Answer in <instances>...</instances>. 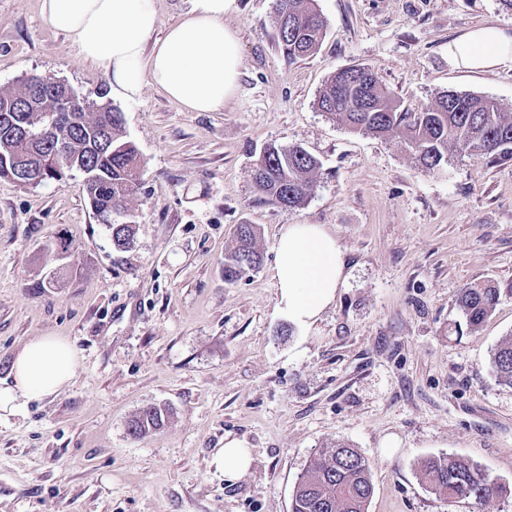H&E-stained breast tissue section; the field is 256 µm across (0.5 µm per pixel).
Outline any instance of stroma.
<instances>
[{
	"mask_svg": "<svg viewBox=\"0 0 512 512\" xmlns=\"http://www.w3.org/2000/svg\"><path fill=\"white\" fill-rule=\"evenodd\" d=\"M319 49L291 63L277 45L275 0H238L242 75L215 112H190L146 86L112 99L140 154L129 208L131 248L113 247L81 175L21 187L0 179V377L38 336L81 358L71 384L0 417V512H290L314 452L351 443L372 466L368 512H512V498L448 504L421 477L424 459L460 454L512 486V387L490 357L512 334V161L452 150L441 172L415 164L401 137L378 139L316 107L328 77L362 64L403 107L439 92L491 98L512 112V70L448 65V42L483 25L512 28L499 0H316ZM32 74L64 79L88 99L110 88L40 11L0 0V88ZM298 145L322 164L311 197L285 211L252 174L268 144ZM254 225L261 265L224 282L237 225ZM289 224H324L348 277L314 331L277 315L276 242ZM59 287L34 280L59 268ZM503 293L479 332L456 300L471 283ZM168 408L136 438L143 408ZM398 436L386 453L381 441ZM252 465L225 482L211 464L226 439ZM169 417V411L157 406H146L130 422L129 432L134 437H144L159 430Z\"/></svg>",
	"mask_w": 512,
	"mask_h": 512,
	"instance_id": "stroma-1",
	"label": "stroma"
}]
</instances>
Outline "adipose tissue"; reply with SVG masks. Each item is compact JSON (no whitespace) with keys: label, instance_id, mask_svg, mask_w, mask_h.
<instances>
[{"label":"adipose tissue","instance_id":"ef3b65f1","mask_svg":"<svg viewBox=\"0 0 512 512\" xmlns=\"http://www.w3.org/2000/svg\"><path fill=\"white\" fill-rule=\"evenodd\" d=\"M156 0H41L40 10L83 61L102 69L113 93L138 99L152 85L192 112H215L237 90L240 38L225 27L237 0H189L188 17L161 40ZM451 68L485 72L512 68V31L486 25L448 44ZM276 312L297 328L312 330L345 282V251L322 224H291L276 244ZM80 358L65 339L39 336L16 353L0 379V414L22 412L34 400L55 395L76 376ZM226 482L246 475L251 457L231 438L213 455Z\"/></svg>","mask_w":512,"mask_h":512}]
</instances>
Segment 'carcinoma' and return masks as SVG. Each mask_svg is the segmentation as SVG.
I'll return each instance as SVG.
<instances>
[{"label":"carcinoma","mask_w":512,"mask_h":512,"mask_svg":"<svg viewBox=\"0 0 512 512\" xmlns=\"http://www.w3.org/2000/svg\"><path fill=\"white\" fill-rule=\"evenodd\" d=\"M275 24L278 43L290 62L313 54L324 35L325 21L315 0H276ZM61 99L51 85L28 77L14 88L0 90V179H16L20 158L33 168L30 186L60 182L77 166L89 167L85 189L90 207L111 230L113 246L125 249L134 239L135 224L113 222L111 216L129 211L141 171L137 148L125 139L122 113L110 103L88 100L85 108L65 112ZM10 106L29 107L21 116L32 137L16 138L6 131ZM317 108L363 135H402L426 173L441 171L454 147L489 164L512 160V112L485 96L445 90L425 111L411 112L400 108L377 72L355 65L329 78ZM320 169L319 160L304 148L273 144L260 156L253 180L266 201L290 211L306 204ZM259 264L254 226L237 225L234 245L224 254V282L235 283ZM499 297L500 289L490 283L462 289L458 307L470 332L480 330ZM491 368L498 383L512 385V334L494 349ZM168 417V410L146 406L130 422L129 432L144 437L159 430ZM421 471L427 487L450 503L468 500L483 505L509 491L462 455L430 457L422 462ZM372 494L368 460L353 445L338 441L309 459L293 489L291 512H367Z\"/></svg>","instance_id":"obj_1"}]
</instances>
